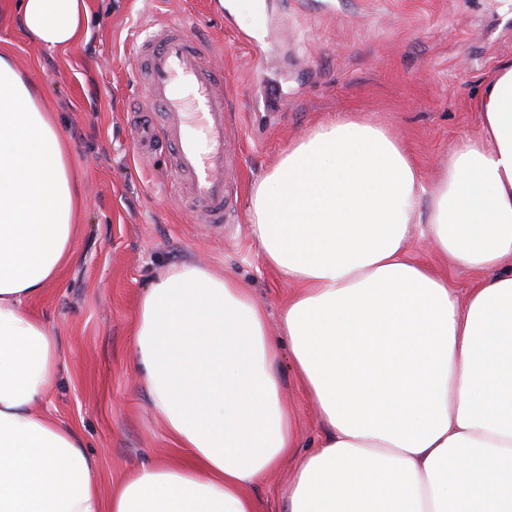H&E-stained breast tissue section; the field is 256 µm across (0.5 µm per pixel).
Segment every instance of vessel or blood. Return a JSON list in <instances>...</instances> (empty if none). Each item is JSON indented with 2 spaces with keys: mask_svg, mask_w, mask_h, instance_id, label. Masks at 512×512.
Returning <instances> with one entry per match:
<instances>
[{
  "mask_svg": "<svg viewBox=\"0 0 512 512\" xmlns=\"http://www.w3.org/2000/svg\"><path fill=\"white\" fill-rule=\"evenodd\" d=\"M204 50L186 23L152 32L139 47L137 69L149 100L134 139L139 153L166 151L188 184L185 200L212 224L224 221V176L235 159L224 126V75L203 66Z\"/></svg>",
  "mask_w": 512,
  "mask_h": 512,
  "instance_id": "b4317fda",
  "label": "vessel or blood"
}]
</instances>
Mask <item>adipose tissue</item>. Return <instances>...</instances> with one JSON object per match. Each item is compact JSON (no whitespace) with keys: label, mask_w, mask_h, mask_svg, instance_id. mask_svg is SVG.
Listing matches in <instances>:
<instances>
[{"label":"adipose tissue","mask_w":512,"mask_h":512,"mask_svg":"<svg viewBox=\"0 0 512 512\" xmlns=\"http://www.w3.org/2000/svg\"><path fill=\"white\" fill-rule=\"evenodd\" d=\"M36 46L86 32L85 0H19ZM477 136L434 186L378 119L336 115L249 187L266 266L293 287L279 333L223 272L183 262L141 294L131 350L185 459L147 460L103 496L80 433L39 409L62 367L27 303L72 259L82 183L40 88L0 50V512H512V58L474 102ZM488 272L467 296L411 253ZM289 357L324 433L297 450ZM295 466V460L286 458L280 466L269 472L260 482L257 495L262 502L263 511H280L281 490L287 479L290 480Z\"/></svg>","instance_id":"adipose-tissue-1"}]
</instances>
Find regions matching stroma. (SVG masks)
<instances>
[{
	"label": "stroma",
	"mask_w": 512,
	"mask_h": 512,
	"mask_svg": "<svg viewBox=\"0 0 512 512\" xmlns=\"http://www.w3.org/2000/svg\"><path fill=\"white\" fill-rule=\"evenodd\" d=\"M231 2L86 0L89 35L54 51L34 47L16 14L0 17V46L43 89L83 177L74 256L27 308L52 327L64 359L43 408L81 433L105 493L141 462L179 455L131 358L144 289L169 266L195 261L250 288L277 331L292 287L261 262L247 222L250 183L339 112L375 116L435 179L439 158L478 134L472 104L498 63L512 58V0H262L257 14L253 0ZM179 21L205 48L206 66L224 74L236 165L220 224L180 206L178 176L163 155L139 156L133 144L134 115L147 97L144 79L133 76L142 33ZM411 247L461 288L483 278L447 264L424 239ZM280 376L299 445L313 449L324 432L318 409L288 367Z\"/></svg>",
	"instance_id": "obj_1"
}]
</instances>
